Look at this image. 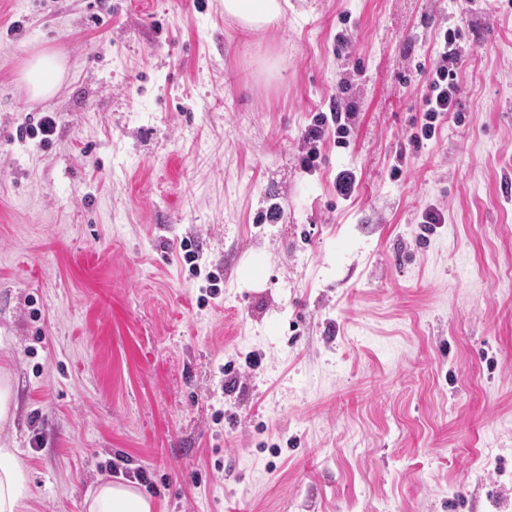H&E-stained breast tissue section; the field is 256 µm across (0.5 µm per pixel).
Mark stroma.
Wrapping results in <instances>:
<instances>
[{
  "instance_id": "35a3bbf8",
  "label": "stroma",
  "mask_w": 512,
  "mask_h": 512,
  "mask_svg": "<svg viewBox=\"0 0 512 512\" xmlns=\"http://www.w3.org/2000/svg\"><path fill=\"white\" fill-rule=\"evenodd\" d=\"M507 185L512 0H288L252 37L224 0H0V444L33 512L140 471L158 512H512ZM455 31L446 30L443 35V48L439 55V61L435 67V78L430 85V94L425 98L427 120L421 128L423 137L430 136L434 131L433 121L439 114L450 112L458 91L457 64L458 54L454 44ZM64 67L53 53L42 52L31 58L23 71V80L32 99L52 96L60 87ZM327 121V117L322 116V118L317 121V124L311 126L306 132L305 140L309 145L313 146H311L310 149L306 152V156L302 160V165L305 168H310L313 166L314 161L318 157L319 150L317 148V143H319L325 135L323 126ZM16 408V393L12 377L0 366V429L13 421Z\"/></svg>"
}]
</instances>
